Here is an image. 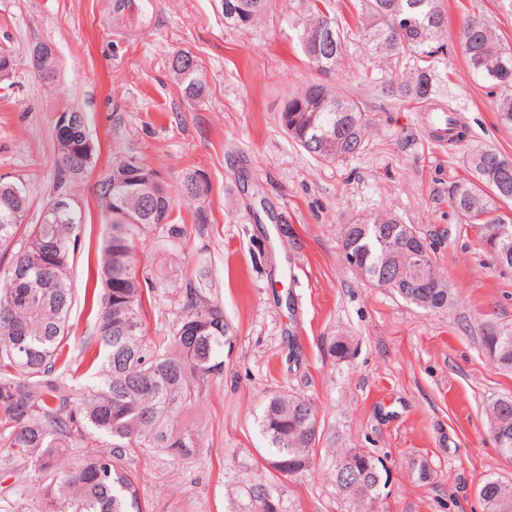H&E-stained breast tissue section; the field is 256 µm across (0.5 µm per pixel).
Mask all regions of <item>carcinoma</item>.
<instances>
[{
  "mask_svg": "<svg viewBox=\"0 0 512 512\" xmlns=\"http://www.w3.org/2000/svg\"><path fill=\"white\" fill-rule=\"evenodd\" d=\"M221 7L225 26L244 29L267 13L270 0H221ZM361 7L369 17L364 39L370 53L412 64L411 76L385 89L399 100L430 104L432 133L442 130L448 143L458 142L463 126L452 110L434 104L441 97L434 59L447 30L440 0H363ZM402 12L413 22L400 32L395 21ZM328 28L336 39L330 50L318 40ZM347 37L336 18L319 10L300 22L302 52L323 73L336 67ZM462 44L472 72L501 91L498 119L512 126V47L477 21L464 27ZM176 66L185 97H202L206 82L200 68L190 67L181 51L172 58L171 67ZM280 121L296 145L321 162L334 164L366 148V117L358 101L328 84L313 82L289 97ZM320 127L336 135L330 151L318 148ZM470 166L473 179L453 186L450 201L481 226L487 244L496 228L512 224L497 206L512 202V161L485 149L471 154ZM135 188V183L128 184L124 212L140 213L138 224L111 214L115 192L108 186L97 193L101 212L112 220L96 261L94 277L102 292L90 296L95 329L84 342V350L93 352L85 365L67 350L73 303L70 262L81 239L80 217L60 214L24 225L26 189L13 181L0 182V253L9 257L7 264L0 263V433L6 449L0 500L12 512H24L15 495L28 470L40 487L43 512H150L132 459L142 451L181 460L199 457L195 436L175 423L199 397L205 380L222 370L230 327L205 279L191 277L182 289L181 314L172 333L147 339L141 311L153 283L137 273L135 241L157 228L154 218L173 208V199L159 185L145 208ZM184 193L198 202L206 195L194 175L186 178ZM368 224L365 233L344 225L342 238L345 259L356 256L355 269L367 281L376 286L391 268L414 261L429 277L440 278L432 246L414 225L391 216H375ZM491 258L495 265L512 269V239L497 245ZM451 297L452 288L438 289L429 310L448 308ZM482 341L494 362L512 367L511 328L488 323ZM489 425L499 453L511 460V397L490 402ZM259 428L275 448L273 473L243 478L229 497L227 512H292L279 472L288 465L290 479L310 465L317 412L304 397L275 394L265 404ZM73 453L80 456L75 465L68 463ZM345 463L350 464L347 472L336 474L338 491L358 512H370L388 483L386 468L357 448L343 453L338 465ZM9 478L13 482L4 485ZM478 494L486 512H512V484L489 477Z\"/></svg>",
  "mask_w": 512,
  "mask_h": 512,
  "instance_id": "carcinoma-1",
  "label": "carcinoma"
}]
</instances>
